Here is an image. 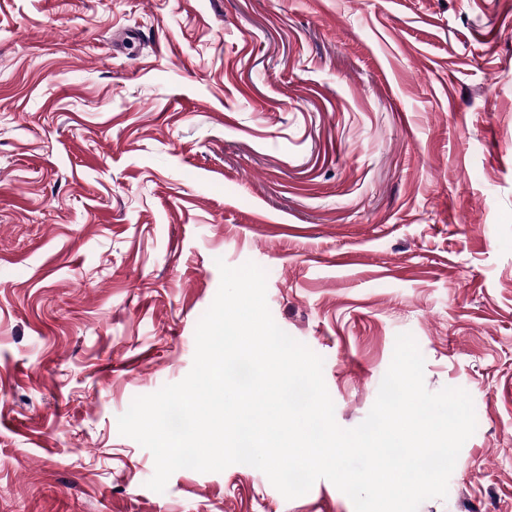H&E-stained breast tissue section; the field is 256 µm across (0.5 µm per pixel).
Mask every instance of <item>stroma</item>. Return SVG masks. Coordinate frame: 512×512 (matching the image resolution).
Segmentation results:
<instances>
[{"mask_svg":"<svg viewBox=\"0 0 512 512\" xmlns=\"http://www.w3.org/2000/svg\"><path fill=\"white\" fill-rule=\"evenodd\" d=\"M249 261L340 427L401 333L471 395L418 512H512V0H0V512H354L119 432Z\"/></svg>","mask_w":512,"mask_h":512,"instance_id":"35a3bbf8","label":"stroma"}]
</instances>
